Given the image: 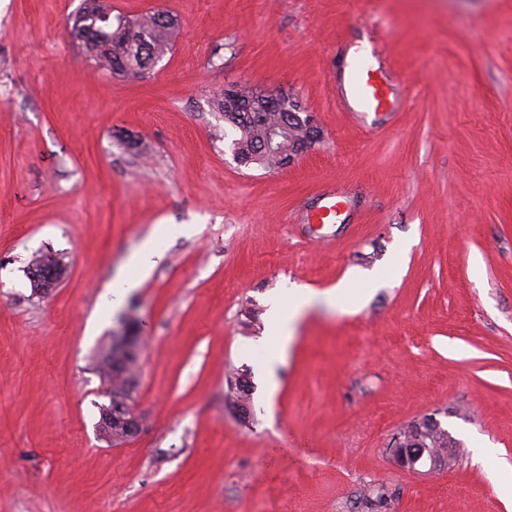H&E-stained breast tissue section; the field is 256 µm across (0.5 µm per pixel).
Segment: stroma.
<instances>
[{"label": "stroma", "instance_id": "35a3bbf8", "mask_svg": "<svg viewBox=\"0 0 512 512\" xmlns=\"http://www.w3.org/2000/svg\"><path fill=\"white\" fill-rule=\"evenodd\" d=\"M108 2L180 26L145 77L87 58L82 0H0V512H512L493 482L512 480V0ZM370 28L390 104L357 117L342 75ZM230 85L297 98L319 139L241 165L214 105ZM341 191L340 219L309 223ZM156 232L165 257L123 304L146 427L114 447L93 357L120 324L86 325ZM47 251L67 272L36 296ZM347 277L359 308L315 306L286 356L264 344L284 282ZM426 417L462 446L412 472L393 437ZM50 254H39L35 255L34 259L30 261L28 264V277L30 280L31 288H34V291L36 290V285H39V290L42 294L48 293L52 288H55L63 279L62 274H58V272L54 268H48L46 266H43L42 269L34 270V273L29 274V271L31 270L32 266H35L37 268H41L43 264H45L46 260L50 259ZM31 277L34 282H32Z\"/></svg>", "mask_w": 512, "mask_h": 512}]
</instances>
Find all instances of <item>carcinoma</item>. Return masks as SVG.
Wrapping results in <instances>:
<instances>
[{
	"mask_svg": "<svg viewBox=\"0 0 512 512\" xmlns=\"http://www.w3.org/2000/svg\"><path fill=\"white\" fill-rule=\"evenodd\" d=\"M177 31L176 19L164 12L131 20L122 14L112 15V8L104 0H82V6L72 17L74 37L91 60L110 73L132 77L145 74L152 58L170 48ZM234 93L244 100L243 107H228L222 92L217 95L216 107L224 113V122L240 132L232 142L238 161L245 166L283 167L288 155L295 152L301 140L308 135L305 123L297 119L304 108L286 95H265L242 86L237 87ZM270 126L288 128L277 154L263 151L262 137ZM96 363L99 376L108 382L119 377L126 380L138 377L139 359L129 360L123 369L118 370L112 346L98 354ZM403 439L414 448H426L435 453L458 443L438 421L422 432L406 430Z\"/></svg>",
	"mask_w": 512,
	"mask_h": 512,
	"instance_id": "1",
	"label": "carcinoma"
}]
</instances>
